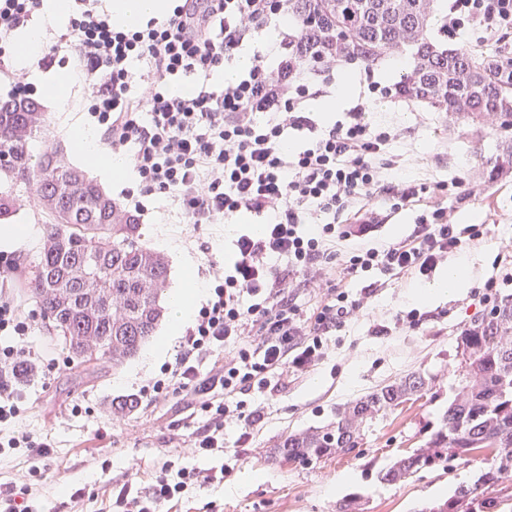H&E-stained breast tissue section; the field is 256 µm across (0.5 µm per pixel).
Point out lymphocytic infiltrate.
<instances>
[{"instance_id": "f902f5d3", "label": "lymphocytic infiltrate", "mask_w": 512, "mask_h": 512, "mask_svg": "<svg viewBox=\"0 0 512 512\" xmlns=\"http://www.w3.org/2000/svg\"><path fill=\"white\" fill-rule=\"evenodd\" d=\"M173 2L167 13L129 27L98 10L96 0H74L71 27L57 45L89 87L88 113L104 144L124 157L145 193L167 195L193 225L228 224L245 214L263 227L237 237L231 265L211 269L179 352L147 390L152 397L185 391L200 363L223 353V373L212 381L221 394L201 404L215 425L192 441L196 453L213 455L224 450L225 422L255 424L258 412L245 400L251 389L266 387L270 374L301 375L324 359L329 333L363 306L348 282L373 270L431 271L480 229L458 228L433 206L405 239L337 249L340 241H362L378 223L374 198L399 209L449 191L444 182L381 180L393 134L372 126L367 114L394 101L393 86L366 67L343 119L322 125L309 103L335 97L344 66L330 53L297 55L291 0ZM42 7L43 0H0V84L18 95L30 86L10 65L14 34ZM273 25L278 37L265 41ZM469 29L480 43L498 41L512 31V0H451L449 36ZM245 54L249 66L213 87L214 73ZM186 76L191 92L176 93ZM329 213L344 214V224L326 221ZM297 283L317 290L313 315L297 304ZM28 330L18 308L0 296V333L16 339L0 349V452L23 448L41 457L48 445L17 429L19 400L7 380L15 361L37 356L26 344ZM223 479V471L178 470L167 460L148 496L127 480L118 501L127 512H159L188 489Z\"/></svg>"}]
</instances>
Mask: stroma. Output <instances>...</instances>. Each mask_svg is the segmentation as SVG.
Here are the masks:
<instances>
[{
	"label": "stroma",
	"mask_w": 512,
	"mask_h": 512,
	"mask_svg": "<svg viewBox=\"0 0 512 512\" xmlns=\"http://www.w3.org/2000/svg\"><path fill=\"white\" fill-rule=\"evenodd\" d=\"M31 90L46 114L35 152L55 144L70 146L72 128L90 125L82 82H75L67 97L56 103L44 101L39 82H32ZM372 120L400 132L388 147L399 165L386 170V177L448 183L450 190L440 204L449 222L479 225L478 239L450 252L423 282L379 271L354 281L357 289L376 284V296L356 319L329 336L327 355L313 371L281 379L274 390L256 389L248 395L259 416L242 447L237 444L239 428L225 425L223 455L198 456L189 449L193 433L210 423L193 391L160 399L143 395V387L178 350L180 336L171 333L170 321H162L153 343L134 358L89 382L66 366L61 341L50 338L39 308L26 302L32 325L28 343L41 352L44 364L18 389L19 423L49 443L50 450L41 459L22 449L0 454V485L30 481L35 512H124L116 501L121 474H128L144 495L161 463L171 460L179 468L222 467L227 472L223 482L192 491L188 512H336L337 502L353 494L360 496L363 512H419L424 505L448 499L456 486L472 482L481 468L477 460L454 465L449 474L424 472L393 485L379 483L375 474L423 443L427 427L448 406L458 336L488 308L489 298L512 294V281L503 280L512 273V173L492 171L500 141L492 119L468 125L414 102H381ZM143 203V238L166 256L169 290L181 284L182 257L193 259L197 274L209 263H223L237 225L187 224L176 205L161 194L144 197ZM458 264L467 271L464 288L451 296L418 298V291L434 288L449 266ZM492 278L495 288L486 289ZM413 309L419 312L418 321L396 325V317ZM382 325L390 326V333L375 335ZM410 372L427 379V394L366 424L354 452L309 464L269 456L281 435L325 426L335 421L338 408ZM126 396L139 398L135 412L114 408V401ZM74 490L81 493L75 500L70 497Z\"/></svg>",
	"instance_id": "stroma-1"
}]
</instances>
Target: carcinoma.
I'll list each match as a JSON object with an SVG mask.
<instances>
[{
  "instance_id": "cac0c4a2",
  "label": "carcinoma",
  "mask_w": 512,
  "mask_h": 512,
  "mask_svg": "<svg viewBox=\"0 0 512 512\" xmlns=\"http://www.w3.org/2000/svg\"><path fill=\"white\" fill-rule=\"evenodd\" d=\"M292 11L299 53L334 49L346 62L373 64L405 50L403 97L473 124L487 113L497 115L501 149L493 171L512 170V51L484 55L433 37V30L448 25L437 0H293ZM3 103L0 173L29 187L49 217L27 291L61 339L70 364L117 368L153 337L164 317L168 262L141 240L135 214L71 165L63 149L33 156L31 143L45 127L38 102L12 97ZM17 212L14 190H0V224L11 223ZM457 355L454 397L437 429L420 447L379 470L377 481L404 482L487 449L491 459L472 483L420 512H512L511 504L502 507L497 490L512 472L511 296L470 321L458 338ZM425 391V378L408 373L351 403L336 421L281 437L274 454L309 463L356 448L362 440L356 421H371Z\"/></svg>"
}]
</instances>
